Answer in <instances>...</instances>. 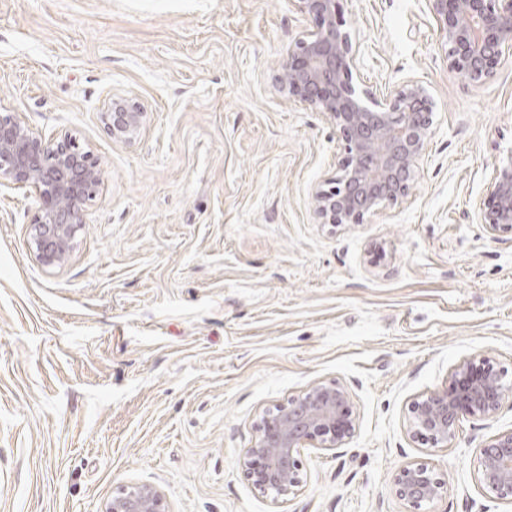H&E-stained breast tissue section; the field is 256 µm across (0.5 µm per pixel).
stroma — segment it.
<instances>
[{"mask_svg": "<svg viewBox=\"0 0 512 512\" xmlns=\"http://www.w3.org/2000/svg\"><path fill=\"white\" fill-rule=\"evenodd\" d=\"M342 8L365 85L423 82L435 119L408 198L335 227L311 193L336 133L275 85L315 26L293 0H0V113L102 170L60 267L29 252L36 194L0 187V512H101L133 483L170 512H409L394 478L420 461L447 484L420 512H512L478 480L512 411L447 447L408 430L412 399L475 355L512 382V233L473 211L512 152V59L470 86L426 0ZM126 91L148 113L131 144L101 118ZM322 380L355 433L306 446L274 504L239 460L264 410Z\"/></svg>", "mask_w": 512, "mask_h": 512, "instance_id": "35a3bbf8", "label": "stroma"}]
</instances>
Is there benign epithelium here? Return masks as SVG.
Segmentation results:
<instances>
[{"mask_svg": "<svg viewBox=\"0 0 512 512\" xmlns=\"http://www.w3.org/2000/svg\"><path fill=\"white\" fill-rule=\"evenodd\" d=\"M312 17L288 48L276 83L281 93L322 113L336 130L342 155L336 177L318 187L312 204L325 224H361L383 206L407 198L431 136L434 101L428 86L412 81L376 97L354 79L359 48L344 30L341 0H293ZM446 47L448 70L471 86L492 81L502 58L512 56V0H427ZM147 112L129 93L109 97L102 119L112 138L131 143ZM101 183L99 164L66 135L47 141L16 114L0 113V186L30 188L40 206L31 224L30 250L45 267L64 264L85 224V206ZM478 223L491 233L512 232V157L494 166L484 197L474 205ZM512 410V385L484 355L456 366L445 385L414 398L409 432L433 444L456 440L464 417L495 418ZM355 432L348 391L318 381L263 414L240 466L253 489L275 504L288 501L303 485L302 452L307 444L342 448ZM479 480L497 498L512 501V429L480 449ZM397 494L411 508L441 498L445 483L427 463L402 466ZM102 512H170L152 484L121 487Z\"/></svg>", "mask_w": 512, "mask_h": 512, "instance_id": "benign-epithelium-1", "label": "benign epithelium"}]
</instances>
